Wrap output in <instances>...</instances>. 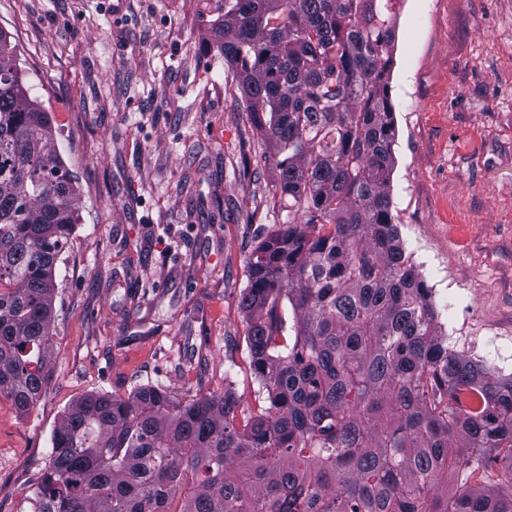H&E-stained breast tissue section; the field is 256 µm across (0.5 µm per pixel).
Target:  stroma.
Instances as JSON below:
<instances>
[{
  "mask_svg": "<svg viewBox=\"0 0 512 512\" xmlns=\"http://www.w3.org/2000/svg\"><path fill=\"white\" fill-rule=\"evenodd\" d=\"M207 0H0V34L76 175L51 377L0 397V512H21L64 410L96 394L259 383L239 308L272 168ZM391 212L448 345L512 374V0H402Z\"/></svg>",
  "mask_w": 512,
  "mask_h": 512,
  "instance_id": "1",
  "label": "stroma"
}]
</instances>
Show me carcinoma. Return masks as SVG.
Instances as JSON below:
<instances>
[{
  "label": "carcinoma",
  "mask_w": 512,
  "mask_h": 512,
  "mask_svg": "<svg viewBox=\"0 0 512 512\" xmlns=\"http://www.w3.org/2000/svg\"><path fill=\"white\" fill-rule=\"evenodd\" d=\"M400 0H215L217 48L271 149L239 307L255 407L159 387L87 396L28 512H512V376L448 348L389 193ZM78 187L0 34V397L50 378ZM498 466L497 485L473 475Z\"/></svg>",
  "instance_id": "1"
}]
</instances>
